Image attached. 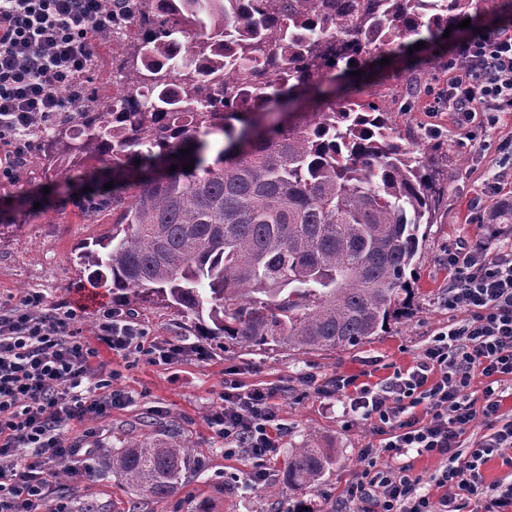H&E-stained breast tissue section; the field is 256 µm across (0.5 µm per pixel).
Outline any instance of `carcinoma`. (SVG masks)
Segmentation results:
<instances>
[{
    "label": "carcinoma",
    "instance_id": "1",
    "mask_svg": "<svg viewBox=\"0 0 512 512\" xmlns=\"http://www.w3.org/2000/svg\"><path fill=\"white\" fill-rule=\"evenodd\" d=\"M476 9V0H134L124 84L75 107L38 144L56 170L112 162V198L82 209L91 222L111 210L112 229L78 247L77 264L113 299L175 308L229 348L309 353L380 335L415 296L421 226L437 223L443 202L432 165L374 102L318 104L295 122L258 113L318 92L333 71L456 30ZM332 40L357 54L330 59ZM484 223L512 231V198ZM332 464L322 448L288 449V488L317 486ZM203 466L167 424L119 440L106 473L159 501Z\"/></svg>",
    "mask_w": 512,
    "mask_h": 512
}]
</instances>
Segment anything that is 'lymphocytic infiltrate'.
<instances>
[{"label":"lymphocytic infiltrate","instance_id":"1","mask_svg":"<svg viewBox=\"0 0 512 512\" xmlns=\"http://www.w3.org/2000/svg\"><path fill=\"white\" fill-rule=\"evenodd\" d=\"M128 0L116 8L104 0H0V178L13 179L18 162L36 143L34 122L52 124L59 113L89 99L88 73L96 32L127 20ZM446 93L438 98L469 139L512 112V32L487 29L460 44L448 61ZM449 322L424 349L412 370L394 372L378 388L337 379L352 392V412L378 436L362 452L364 465L347 489L372 512H512V482L486 483L484 466L501 457L512 467V419L501 413L502 384L512 381V243L496 248L460 242L448 251ZM79 310L48 304L29 291L0 298V512H72L70 498L50 477L83 454L94 421L123 407L127 394L97 365L100 349L159 365L206 359V345H184L150 336L125 311L101 309L95 336L78 325ZM486 377L480 399L469 391ZM271 390L237 384L209 421L219 427L227 454L261 460L278 446ZM423 417H416L415 408ZM482 419L485 433L465 440ZM82 439L65 442L73 425ZM440 456L446 464L434 482L439 499L423 491L420 476L399 457L409 452Z\"/></svg>","mask_w":512,"mask_h":512}]
</instances>
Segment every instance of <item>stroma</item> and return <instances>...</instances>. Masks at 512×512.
<instances>
[{"label": "stroma", "instance_id": "35a3bbf8", "mask_svg": "<svg viewBox=\"0 0 512 512\" xmlns=\"http://www.w3.org/2000/svg\"><path fill=\"white\" fill-rule=\"evenodd\" d=\"M507 0H486L469 27L427 47L392 54L389 64L373 63L359 75L324 80L326 101L357 97L394 111L403 134L420 151L443 162L445 188L441 219L427 229L417 256L416 297L408 316L391 322L385 333L343 351L296 354L285 350L250 351L210 348L204 361L173 366L129 361L101 351L112 370L115 388L125 391L127 404L95 423L90 446L93 458H73L67 474H82L86 466H108L113 441L128 434L150 433L159 423H176L185 441L206 465L189 475L181 489L163 501L136 502L134 494L114 477L84 479L72 494V508L95 501L101 512H363L347 501L346 490L362 467L363 448L378 445L368 426L352 422L346 397L329 393L340 377L358 384L380 386L394 371L415 365L433 336L448 328V259L459 240H492L482 224L484 208L512 195V179L496 192L483 188L496 171L498 144L512 139V114L501 115L488 130L484 150L463 146V134L450 114L433 111V94L448 85V59L457 46L490 26L512 29ZM24 181L0 180V224L10 230L0 236V296L36 289L53 303L75 305L79 293L94 290L87 271L74 261L77 245L93 241L112 227L111 212L87 223L76 215L84 189H103L112 180L108 169L88 176H68L45 168L37 153L26 157ZM126 312L144 324L152 336L195 343L190 319L158 305L129 303ZM257 385L275 392L280 417L279 446L265 463L245 454L225 455L224 437L208 422L212 409L223 403L225 386ZM308 446L326 449L335 458L325 482L312 490L291 492L284 479L286 451ZM265 467V481L252 479Z\"/></svg>", "mask_w": 512, "mask_h": 512}]
</instances>
